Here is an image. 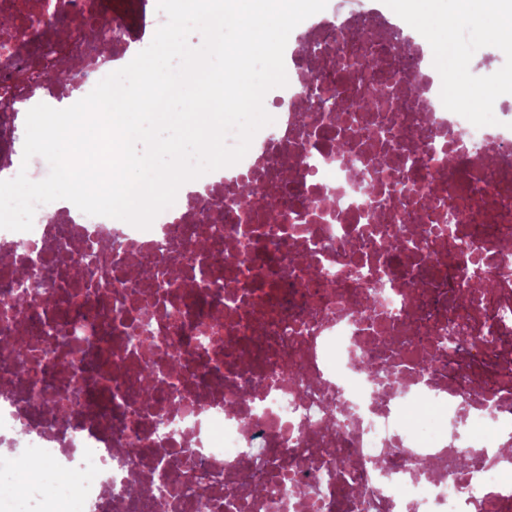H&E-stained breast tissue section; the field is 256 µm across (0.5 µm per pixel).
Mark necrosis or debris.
Here are the masks:
<instances>
[{"mask_svg":"<svg viewBox=\"0 0 512 512\" xmlns=\"http://www.w3.org/2000/svg\"><path fill=\"white\" fill-rule=\"evenodd\" d=\"M53 2L67 37L37 25L41 0H0L14 46L0 55L1 173L17 169L22 112L90 92L103 54L86 50L88 17L132 40L114 0ZM361 24L400 30L374 8L312 24L324 65L280 88L273 132L235 166L276 201V224L207 174L147 230L58 200L38 206L32 230L0 229V454L45 466L36 482L0 466L22 512H354L356 499L361 512H512V458L480 457L512 446V387L498 389L512 377L498 316L512 310V121L449 111L431 55L389 39L376 52L391 64L392 107L364 108L372 71L332 66L355 53ZM64 59L81 65L62 90L44 75ZM312 81L334 85L352 130L394 136L391 170L367 145L339 153L351 130L328 113L299 111ZM444 132L466 144L455 159ZM25 273L39 274L38 298L22 297ZM478 280L489 292L458 313L452 295ZM364 297L383 321L368 320ZM457 315L480 339L426 363ZM105 347L126 369L97 373Z\"/></svg>","mask_w":512,"mask_h":512,"instance_id":"obj_1","label":"necrosis or debris"}]
</instances>
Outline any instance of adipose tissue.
<instances>
[{
  "instance_id": "adipose-tissue-1",
  "label": "adipose tissue",
  "mask_w": 512,
  "mask_h": 512,
  "mask_svg": "<svg viewBox=\"0 0 512 512\" xmlns=\"http://www.w3.org/2000/svg\"><path fill=\"white\" fill-rule=\"evenodd\" d=\"M410 9V15L425 25L436 44L438 62L454 69L451 52L460 25L475 14L498 19L494 32L502 52L512 53V0H398Z\"/></svg>"
}]
</instances>
